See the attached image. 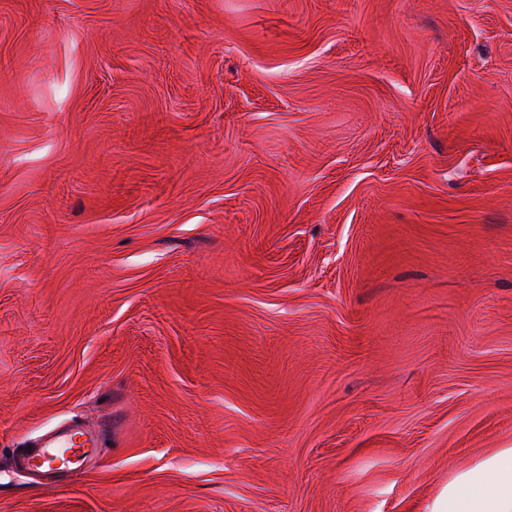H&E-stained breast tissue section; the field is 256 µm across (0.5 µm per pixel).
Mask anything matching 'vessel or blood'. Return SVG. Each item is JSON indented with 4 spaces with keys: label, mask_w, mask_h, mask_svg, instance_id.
I'll return each instance as SVG.
<instances>
[{
    "label": "vessel or blood",
    "mask_w": 512,
    "mask_h": 512,
    "mask_svg": "<svg viewBox=\"0 0 512 512\" xmlns=\"http://www.w3.org/2000/svg\"><path fill=\"white\" fill-rule=\"evenodd\" d=\"M100 447L95 430L78 426L60 431L31 447L22 456L21 465L41 477H58L80 468L98 455Z\"/></svg>",
    "instance_id": "obj_1"
}]
</instances>
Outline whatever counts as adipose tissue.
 Instances as JSON below:
<instances>
[{"instance_id":"obj_1","label":"adipose tissue","mask_w":512,"mask_h":512,"mask_svg":"<svg viewBox=\"0 0 512 512\" xmlns=\"http://www.w3.org/2000/svg\"><path fill=\"white\" fill-rule=\"evenodd\" d=\"M439 512H512V448L459 474Z\"/></svg>"}]
</instances>
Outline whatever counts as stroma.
<instances>
[{
	"mask_svg": "<svg viewBox=\"0 0 512 512\" xmlns=\"http://www.w3.org/2000/svg\"><path fill=\"white\" fill-rule=\"evenodd\" d=\"M502 448L512 0H0V512H434ZM72 451L69 460L61 463L65 452ZM96 431L78 426L60 431L45 439L39 446H31L22 456L21 465L41 477L67 475L99 454Z\"/></svg>",
	"mask_w": 512,
	"mask_h": 512,
	"instance_id": "obj_1",
	"label": "stroma"
}]
</instances>
